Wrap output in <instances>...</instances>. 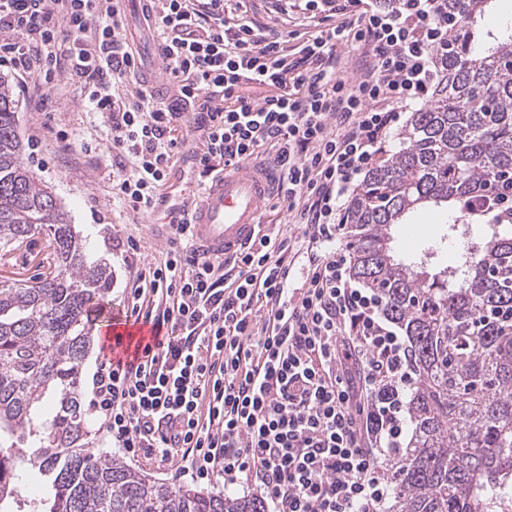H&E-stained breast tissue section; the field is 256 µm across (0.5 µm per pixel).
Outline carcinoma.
<instances>
[{
	"label": "carcinoma",
	"mask_w": 512,
	"mask_h": 512,
	"mask_svg": "<svg viewBox=\"0 0 512 512\" xmlns=\"http://www.w3.org/2000/svg\"><path fill=\"white\" fill-rule=\"evenodd\" d=\"M492 2L448 0L458 23L441 84L347 204L352 275L404 329L417 376L388 512H512V237L494 230L441 265L440 244L460 238L461 224L409 262L391 235L411 212L512 179V27L481 37ZM17 108L1 75L0 248L43 233L54 269L0 284V512H265L257 498L173 487L93 448L80 365L112 269L22 162ZM25 466L42 478L28 500L18 485Z\"/></svg>",
	"instance_id": "cac0c4a2"
}]
</instances>
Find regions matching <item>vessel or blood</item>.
I'll return each instance as SVG.
<instances>
[{
    "mask_svg": "<svg viewBox=\"0 0 512 512\" xmlns=\"http://www.w3.org/2000/svg\"><path fill=\"white\" fill-rule=\"evenodd\" d=\"M280 180L273 160L259 158L215 174L200 191L179 194L173 204L154 208L164 223L188 222L200 252L211 257L238 255L261 228V216ZM153 332L141 325L138 338H131L126 325L113 326L104 334L106 345L116 351L136 352L152 342Z\"/></svg>",
    "mask_w": 512,
    "mask_h": 512,
    "instance_id": "obj_1",
    "label": "vessel or blood"
}]
</instances>
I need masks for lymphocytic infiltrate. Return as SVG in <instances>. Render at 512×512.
<instances>
[{
  "instance_id": "f902f5d3",
  "label": "lymphocytic infiltrate",
  "mask_w": 512,
  "mask_h": 512,
  "mask_svg": "<svg viewBox=\"0 0 512 512\" xmlns=\"http://www.w3.org/2000/svg\"><path fill=\"white\" fill-rule=\"evenodd\" d=\"M121 0H0V63L83 80L119 159L112 198L153 211L175 163L180 107L192 110L201 174L266 156L301 232L262 233L231 265L170 227L164 256L137 270L130 316L155 345L102 357L91 406L130 458L256 491L270 512H383L386 463L404 445L415 385L408 346L382 301L350 273L343 217L357 178L379 163L411 103L426 100L448 52L447 0H306L331 24L290 43L235 0H153L172 91L133 85L142 59ZM362 50L341 77V46ZM470 214L512 223V188L486 185Z\"/></svg>"
}]
</instances>
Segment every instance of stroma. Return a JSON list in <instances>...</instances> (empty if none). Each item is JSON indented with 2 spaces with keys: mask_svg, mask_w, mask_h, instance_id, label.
Listing matches in <instances>:
<instances>
[{
  "mask_svg": "<svg viewBox=\"0 0 512 512\" xmlns=\"http://www.w3.org/2000/svg\"><path fill=\"white\" fill-rule=\"evenodd\" d=\"M248 16L257 25L296 33L306 39L314 34L299 5L285 0H249ZM0 74L11 80L19 102L18 128L24 143L23 161L49 186L64 207L69 220L87 240L92 255L112 266L113 282L107 301L114 313H124L132 272L153 262L167 247L168 227L154 223L151 215L134 220L112 199L115 159L107 129L100 115L85 108V89L79 80L59 75L54 83L37 86L20 80L15 70L0 65ZM455 212L429 211L415 215L416 234L401 233L405 252H413L425 241L439 237ZM134 237L139 249L128 253L124 243ZM51 254L44 235L32 236L21 250L0 257V282L31 281L48 269ZM133 468L156 481L221 492L222 478L195 480L179 473L180 460L160 462L140 458Z\"/></svg>",
  "mask_w": 512,
  "mask_h": 512,
  "instance_id": "1",
  "label": "stroma"
}]
</instances>
